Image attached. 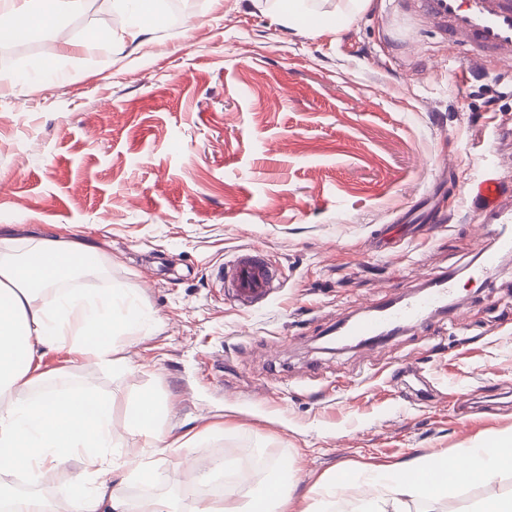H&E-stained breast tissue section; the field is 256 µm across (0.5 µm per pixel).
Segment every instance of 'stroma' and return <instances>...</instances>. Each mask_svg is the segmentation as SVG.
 I'll use <instances>...</instances> for the list:
<instances>
[{"instance_id": "35a3bbf8", "label": "stroma", "mask_w": 512, "mask_h": 512, "mask_svg": "<svg viewBox=\"0 0 512 512\" xmlns=\"http://www.w3.org/2000/svg\"><path fill=\"white\" fill-rule=\"evenodd\" d=\"M346 16L301 34L268 0H201L119 54L85 48L121 32L124 12L62 7L68 42L0 66V234L44 229L112 263L73 288L137 290L156 326L118 337L114 374L41 361L47 387L68 368L112 399V433L145 447L127 414L154 392L181 455L132 499L180 501L200 468L251 449L292 463L294 512L326 479L424 454L452 457L512 432V257L489 281L469 183L512 175V67L467 68L463 52L405 0H311ZM60 79L40 77L44 61ZM242 249L277 269L256 304L213 273ZM456 275L457 309L368 348L324 350L341 318ZM512 476L407 512H472Z\"/></svg>"}]
</instances>
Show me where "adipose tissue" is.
I'll use <instances>...</instances> for the list:
<instances>
[{"mask_svg": "<svg viewBox=\"0 0 512 512\" xmlns=\"http://www.w3.org/2000/svg\"><path fill=\"white\" fill-rule=\"evenodd\" d=\"M142 0H100L102 8H118L129 16L123 37L95 31L91 44L104 43L115 51L147 35L150 19L141 14ZM290 27L302 33H336L335 13L311 10L306 0H275ZM53 14L36 8L35 0H13L0 13V42L20 40ZM106 256L95 246L46 232L29 240L0 237V512H52L38 487L43 478L75 459L81 465L68 512H290L285 477L266 481L230 504L195 497L175 506L157 497L128 498L129 481L153 482L157 474L141 457H129L112 437V400L85 384L69 383L68 370H59L60 388L45 390L40 362L47 350L65 347L83 360L115 373L125 368L115 339L121 333H150L155 324L137 292L113 287L103 292L64 288L60 277L76 267L100 270ZM127 426L144 437L155 456L178 454L168 443L165 404L154 393L135 399ZM21 473L25 491L7 478ZM512 473V434L464 449L455 461L431 455L385 473L340 474L321 487L320 507L355 487L371 498L368 512H398L404 499L438 498L470 484H489Z\"/></svg>", "mask_w": 512, "mask_h": 512, "instance_id": "adipose-tissue-1", "label": "adipose tissue"}]
</instances>
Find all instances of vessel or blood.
I'll return each mask as SVG.
<instances>
[{
  "label": "vessel or blood",
  "instance_id": "obj_1",
  "mask_svg": "<svg viewBox=\"0 0 512 512\" xmlns=\"http://www.w3.org/2000/svg\"><path fill=\"white\" fill-rule=\"evenodd\" d=\"M434 26L464 53L466 67L496 60L512 65V0H416ZM474 205L484 223L496 225L494 237L484 242L474 277L487 279L497 271L503 255L512 252V191L502 176L483 173L471 187ZM272 265L261 255L238 252L225 269L224 286L241 303L265 300L275 286ZM454 289L451 276L429 283L425 292L406 303L388 302L377 311L344 322L339 335L348 339L373 338L403 327L417 328L435 312L446 308Z\"/></svg>",
  "mask_w": 512,
  "mask_h": 512
}]
</instances>
